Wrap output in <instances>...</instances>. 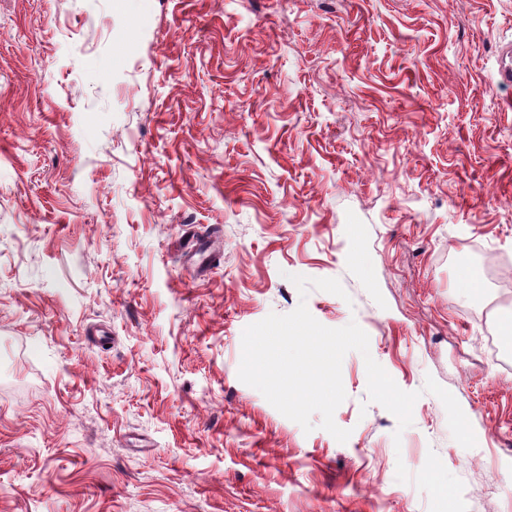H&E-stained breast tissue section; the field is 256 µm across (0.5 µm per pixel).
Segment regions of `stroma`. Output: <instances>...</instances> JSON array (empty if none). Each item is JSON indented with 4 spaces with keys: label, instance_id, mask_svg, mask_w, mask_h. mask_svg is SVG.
Returning <instances> with one entry per match:
<instances>
[{
    "label": "stroma",
    "instance_id": "1",
    "mask_svg": "<svg viewBox=\"0 0 512 512\" xmlns=\"http://www.w3.org/2000/svg\"><path fill=\"white\" fill-rule=\"evenodd\" d=\"M509 43L512 0H0V512H429L431 452L512 512ZM302 303L369 337L343 443L238 377Z\"/></svg>",
    "mask_w": 512,
    "mask_h": 512
}]
</instances>
